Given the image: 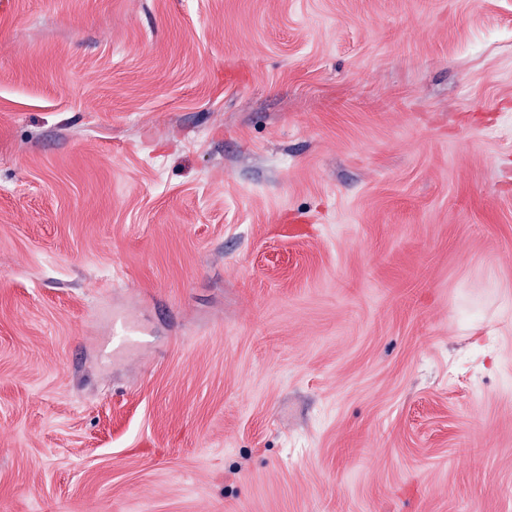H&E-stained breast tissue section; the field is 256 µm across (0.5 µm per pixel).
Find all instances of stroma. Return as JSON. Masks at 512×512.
<instances>
[{"instance_id": "obj_1", "label": "stroma", "mask_w": 512, "mask_h": 512, "mask_svg": "<svg viewBox=\"0 0 512 512\" xmlns=\"http://www.w3.org/2000/svg\"><path fill=\"white\" fill-rule=\"evenodd\" d=\"M0 512H512V0H0Z\"/></svg>"}]
</instances>
